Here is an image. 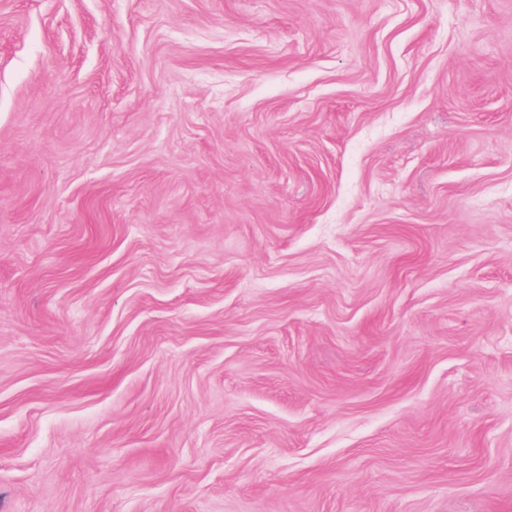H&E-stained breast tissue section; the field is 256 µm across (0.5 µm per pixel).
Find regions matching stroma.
Returning <instances> with one entry per match:
<instances>
[{
	"label": "stroma",
	"mask_w": 512,
	"mask_h": 512,
	"mask_svg": "<svg viewBox=\"0 0 512 512\" xmlns=\"http://www.w3.org/2000/svg\"><path fill=\"white\" fill-rule=\"evenodd\" d=\"M0 512H512V0H0Z\"/></svg>",
	"instance_id": "1"
}]
</instances>
